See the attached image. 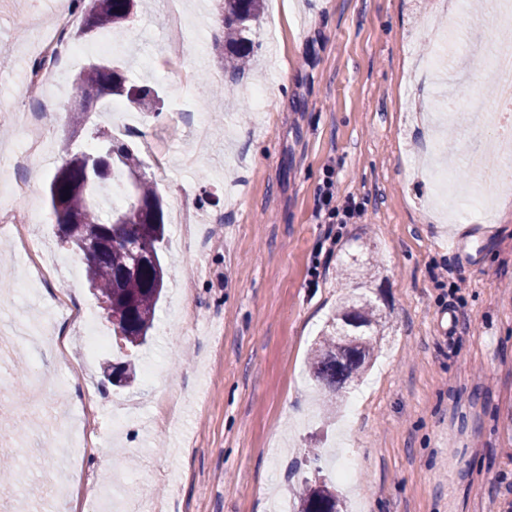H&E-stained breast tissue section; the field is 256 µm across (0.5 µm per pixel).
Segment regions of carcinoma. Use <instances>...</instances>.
Returning a JSON list of instances; mask_svg holds the SVG:
<instances>
[{
	"label": "carcinoma",
	"instance_id": "1",
	"mask_svg": "<svg viewBox=\"0 0 512 512\" xmlns=\"http://www.w3.org/2000/svg\"><path fill=\"white\" fill-rule=\"evenodd\" d=\"M129 0H88L78 34L94 30L112 32V27L130 18ZM264 10V0H224V65L238 68L254 49L253 23ZM74 92L84 99L120 96L123 103L138 112L159 110V92L127 81L120 67L106 61L92 62L75 77ZM106 163L112 171H121L133 182L138 206L115 208L105 214L94 201L107 174L87 165L81 156L64 151V165L48 185V197L58 231L75 249L85 238V229L100 224L108 231L110 242L92 262L85 263V277L98 298L112 302L114 335L132 347L147 343L157 305L165 288L166 268L162 254L167 227L163 199L139 174L138 156L128 144L112 138L104 145ZM156 236L154 253L134 257L126 242L145 227ZM382 317L362 297H347L336 308V315L324 336L312 349L309 369L314 380L334 397L346 385L362 378L374 353ZM120 386L136 380V367L129 361L104 368ZM343 501L326 482L306 487L297 512H343Z\"/></svg>",
	"mask_w": 512,
	"mask_h": 512
}]
</instances>
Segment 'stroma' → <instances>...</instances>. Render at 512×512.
Returning a JSON list of instances; mask_svg holds the SVG:
<instances>
[{"label": "stroma", "mask_w": 512, "mask_h": 512, "mask_svg": "<svg viewBox=\"0 0 512 512\" xmlns=\"http://www.w3.org/2000/svg\"><path fill=\"white\" fill-rule=\"evenodd\" d=\"M183 22L169 23V0H139L122 30L114 61L128 78L160 91V114L127 134L147 179L164 199L169 227L162 251L165 295L147 344L133 351L113 340L112 323L85 279L56 280L17 291L28 259L0 230V317L62 329L70 355L84 357V326L57 312L54 294L71 284L93 310L104 352L85 369L59 363L49 343L17 346L0 372L11 386L0 405V457L13 459L14 492L0 512H80L81 500L37 491V474L53 469L75 485L86 474L111 489L117 472L136 479L135 497L148 512H274L275 500L296 505L306 482L323 480L343 493L348 512H512V196L492 221L449 224L425 201L431 161L416 140L400 135L403 102L427 100L430 87L408 78L418 59L449 69L460 107L485 100L488 72L467 46L480 28L504 52L489 0H470L456 42L414 39L424 24L414 0H266L255 26V51L239 79L224 71L219 0H179ZM53 9L32 18L29 0H0V70L20 75L51 30ZM188 46L178 72L147 73L137 61ZM264 84L265 111L248 90ZM45 90L18 87L0 106V160L23 147L15 123L25 100ZM203 113L204 135L189 124ZM45 122L50 146L73 151L98 144L111 128L103 102L85 115L69 102ZM447 143L455 159L472 145L490 165L504 156L494 134L472 141L462 119ZM171 160L157 166L153 140ZM53 168L43 169L33 198L17 203L50 260L70 258L46 197ZM333 180L338 202L360 215L343 225L327 278H316L329 226L321 201ZM192 205L189 235L176 231L181 200ZM448 264L451 277H437ZM464 288L451 291V279ZM360 295L384 326L363 380L324 413L307 360L337 303ZM451 311L454 324L442 329ZM159 365L152 381L130 388L108 383L101 367L125 359ZM61 380L66 401H89L83 459L61 451L57 434L36 435L16 418L33 374ZM126 403L132 418L112 430V409ZM321 451L319 463L307 457ZM116 457L112 469L98 455ZM355 462L350 479L342 457Z\"/></svg>", "instance_id": "obj_1"}]
</instances>
